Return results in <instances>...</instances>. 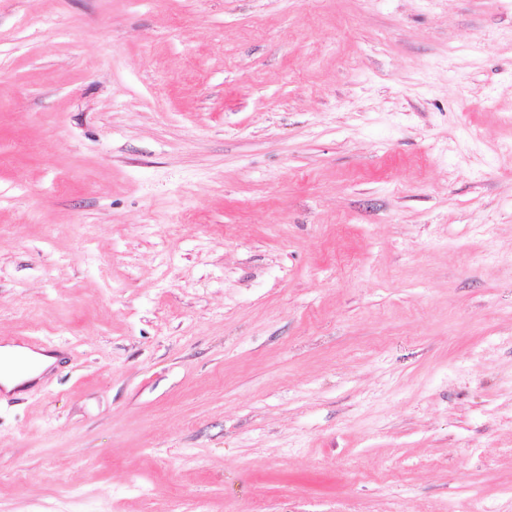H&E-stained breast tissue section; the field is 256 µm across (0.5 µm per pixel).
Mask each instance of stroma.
<instances>
[{"mask_svg":"<svg viewBox=\"0 0 512 512\" xmlns=\"http://www.w3.org/2000/svg\"><path fill=\"white\" fill-rule=\"evenodd\" d=\"M0 512H512V0H0ZM57 357L45 350L32 351L26 347L6 343L0 346V386L3 392L18 395L36 379L41 378L56 364Z\"/></svg>","mask_w":512,"mask_h":512,"instance_id":"35a3bbf8","label":"stroma"}]
</instances>
